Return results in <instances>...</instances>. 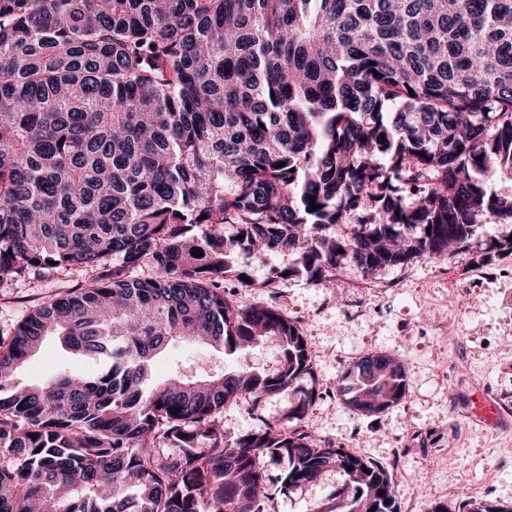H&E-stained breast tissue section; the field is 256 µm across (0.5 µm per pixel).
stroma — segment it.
<instances>
[{
	"instance_id": "1",
	"label": "stroma",
	"mask_w": 512,
	"mask_h": 512,
	"mask_svg": "<svg viewBox=\"0 0 512 512\" xmlns=\"http://www.w3.org/2000/svg\"><path fill=\"white\" fill-rule=\"evenodd\" d=\"M476 239L477 246L446 261L422 257L403 267L367 276L348 271L319 283L303 277L268 282L270 267L290 261L281 254L253 263L255 287L224 283L235 305L275 306L300 327L320 398L298 429L318 443L348 448L387 467L400 512H431L444 502L457 508L471 496L512 506V425L486 428L467 413L477 393L497 402L512 422V251L506 248L512 224L487 222ZM111 274L107 261L93 271L73 267L1 281L0 337H10L38 305ZM380 352L404 361L407 394L374 417L357 415L336 395L338 376L356 359ZM280 359L279 345L270 340L230 357L205 344L179 341L154 359L150 382L176 376L205 380L242 365L271 371ZM102 367V361L73 354L51 336L15 380L40 384L60 371L92 374ZM290 405L287 397L271 396L256 415L243 398L227 403L219 421L232 437L256 428L262 418L284 421ZM342 484L337 471H327L317 483L279 495L276 508L313 512Z\"/></svg>"
}]
</instances>
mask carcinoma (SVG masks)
<instances>
[{
    "label": "carcinoma",
    "instance_id": "carcinoma-1",
    "mask_svg": "<svg viewBox=\"0 0 512 512\" xmlns=\"http://www.w3.org/2000/svg\"><path fill=\"white\" fill-rule=\"evenodd\" d=\"M501 175L512 0H0V279L116 261L0 340V512H271L328 459L348 494L316 512H398L388 469L346 448L262 418L224 434L230 401L297 396L300 421L319 394L300 327L221 281L252 287L272 254L292 262L270 282L445 261L512 223ZM49 336L106 368L16 385ZM177 339L282 359L146 387ZM407 384L368 354L337 392L372 416Z\"/></svg>",
    "mask_w": 512,
    "mask_h": 512
}]
</instances>
